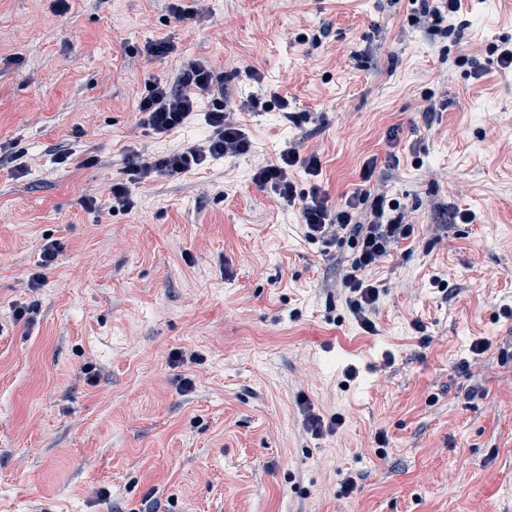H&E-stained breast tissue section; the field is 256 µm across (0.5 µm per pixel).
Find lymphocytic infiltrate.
<instances>
[{"label": "lymphocytic infiltrate", "mask_w": 512, "mask_h": 512, "mask_svg": "<svg viewBox=\"0 0 512 512\" xmlns=\"http://www.w3.org/2000/svg\"><path fill=\"white\" fill-rule=\"evenodd\" d=\"M420 2L421 7L414 15L416 23L427 26L433 34L448 38L455 36V27L447 25L446 20L461 11L463 0ZM179 82L176 89L158 83L152 85L138 104L145 124L157 134L164 135L185 125L199 101L214 95L222 78L207 65L187 61L180 69ZM205 121L210 128L209 135L187 144L181 151L165 156H153L144 151L129 154L125 167L127 174L134 180L155 174L174 177L203 164L249 151L250 140L232 113L218 106L206 112ZM299 164L309 176L320 173L316 155L300 157L298 150L291 146L282 150L277 161L257 166L252 179L258 185L271 187L286 203L300 202L308 240L327 246L348 241L353 257L341 279V286L361 328L367 333H375L372 315L379 300V290L369 283L365 273L389 256L400 241L408 239L414 227L406 223L404 214L398 213L397 203L386 201L381 194L370 198L366 193L356 192L336 206L330 205L327 195L317 187L312 188L309 195L299 196L290 175L291 168ZM367 200L371 201L372 207L365 211L361 205Z\"/></svg>", "instance_id": "lymphocytic-infiltrate-1"}]
</instances>
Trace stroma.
<instances>
[{
  "label": "stroma",
  "instance_id": "35a3bbf8",
  "mask_svg": "<svg viewBox=\"0 0 512 512\" xmlns=\"http://www.w3.org/2000/svg\"><path fill=\"white\" fill-rule=\"evenodd\" d=\"M168 4L0 0V512H512V74L488 51L512 0H465L457 43L412 0ZM188 60L251 148L115 210L128 152L208 133L207 100L162 137L138 110ZM289 145L321 164L298 191L382 193L414 226L366 273L376 334L341 288L350 249L252 180ZM310 410L344 424L313 435Z\"/></svg>",
  "mask_w": 512,
  "mask_h": 512
}]
</instances>
